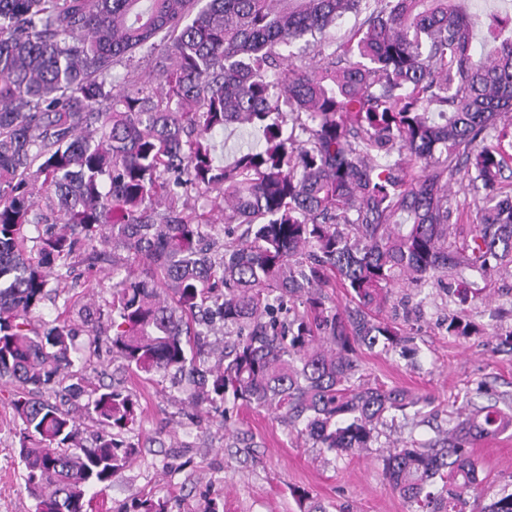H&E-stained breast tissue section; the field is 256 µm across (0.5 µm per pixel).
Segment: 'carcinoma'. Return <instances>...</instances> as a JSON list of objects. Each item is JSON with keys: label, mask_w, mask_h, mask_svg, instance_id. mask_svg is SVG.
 <instances>
[{"label": "carcinoma", "mask_w": 512, "mask_h": 512, "mask_svg": "<svg viewBox=\"0 0 512 512\" xmlns=\"http://www.w3.org/2000/svg\"><path fill=\"white\" fill-rule=\"evenodd\" d=\"M0 0V379L13 384L17 453L35 512H92L138 454V402L67 371L112 345L122 368L185 381L183 404L267 411L327 452L378 442L387 419L430 404L366 380L358 355H416L382 317L394 290L432 285L460 306L512 271V10L484 15L481 46L459 0ZM369 11L347 41H327ZM311 38L317 70L283 50ZM168 43L173 64L112 67ZM261 143L216 163L215 134ZM483 191L459 218L448 182ZM195 193L201 207L183 198ZM224 213V247L203 214ZM33 246H28V243ZM112 248L107 318L94 304L36 327L55 265ZM142 263L128 269L121 254ZM331 288L346 302L335 303ZM235 337L209 348V328ZM450 336H476L452 318ZM86 398L91 444L63 408ZM512 428L489 400L448 415L431 441L382 457L409 512H512L480 498L475 441Z\"/></svg>", "instance_id": "obj_1"}]
</instances>
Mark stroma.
I'll list each match as a JSON object with an SVG mask.
<instances>
[{
    "label": "stroma",
    "instance_id": "35a3bbf8",
    "mask_svg": "<svg viewBox=\"0 0 512 512\" xmlns=\"http://www.w3.org/2000/svg\"><path fill=\"white\" fill-rule=\"evenodd\" d=\"M111 284L110 265L90 271L74 263L70 272L52 278L51 294L34 318L53 319L63 307L76 310L92 298L106 304ZM411 294L409 309L389 308L385 315L408 320L419 350L416 365L365 349L368 378L431 397V412L442 418L481 381L512 404V350L499 344L512 335V275L492 278L462 310L427 286ZM455 314L477 324L480 335H448L445 325ZM121 378L140 404L141 424L132 434L139 453L107 492L112 512H125L132 500L145 496L166 501L168 512H203L211 499L224 512H300L292 494L296 488L330 512H408L383 478L381 448L411 433L420 439L433 435L426 425L389 424L382 427L377 447L334 457L290 435L263 410L240 403L223 422L218 414L197 416L185 409L168 381L131 372ZM10 393V387L0 386V512H34L21 479ZM477 447L481 490L490 502L512 481V430Z\"/></svg>",
    "mask_w": 512,
    "mask_h": 512
}]
</instances>
